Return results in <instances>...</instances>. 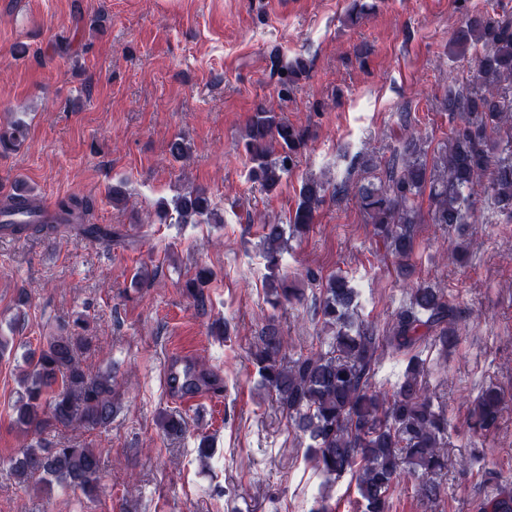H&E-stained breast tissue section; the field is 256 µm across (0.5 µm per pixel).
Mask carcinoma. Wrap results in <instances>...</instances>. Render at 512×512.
Instances as JSON below:
<instances>
[{
    "label": "carcinoma",
    "instance_id": "obj_1",
    "mask_svg": "<svg viewBox=\"0 0 512 512\" xmlns=\"http://www.w3.org/2000/svg\"><path fill=\"white\" fill-rule=\"evenodd\" d=\"M373 8L367 0H351L345 21L356 25ZM451 45L453 55H471L474 66L467 81L452 79L444 89L442 104L450 124L447 144L429 165L425 160L429 138L408 133L377 181L359 186L355 193L364 223L372 225L374 235L397 259V272L404 278L415 251L416 225L427 220L450 228L475 223L478 192L498 215L512 222V17L487 9L469 11ZM273 65L284 93L309 70L302 55L288 60L276 54ZM26 136L24 121L11 122L0 129V150L11 149ZM242 143L251 163L249 178L272 192L288 177L307 136L278 113L259 108L246 125ZM325 191V182L303 180L287 225H263L270 303L275 308L293 297L286 278L276 273L286 233L295 238L309 233ZM425 194L429 206L424 212L420 198ZM161 209L165 216L175 212L181 224H198L213 215L211 201L201 189L179 195ZM92 219V203L77 195L59 199L51 217L40 210L27 188H17L0 203V229H11L14 237L51 238L69 228L107 246L120 237L112 226ZM211 276V271L201 269L186 282L187 294L200 308L206 305L204 284ZM354 296L342 276L329 278L321 290L318 314L330 334L324 352L288 360L284 337L275 327H267L252 350L261 385L276 396L288 422L309 438L308 456L324 483L331 487L345 475L355 481L360 512H390V492L403 473L417 481L419 498L435 502L445 491L441 479L448 467L463 472L475 458L460 455L448 460V419L434 403L424 364L412 350L426 341L448 350L458 336L457 310L443 289L413 285L409 304L382 334L355 314ZM84 324V316H78L73 325L46 337L26 361L15 402V425L33 434L35 442L0 459V467L23 486L37 480L92 500L104 465L100 452L52 448L41 439L49 429L105 431L117 411L112 374L93 376L80 364V357L92 348V338L80 333ZM387 349L405 353L408 359L402 381L392 393L383 394L376 390L375 374ZM204 388L219 389L218 378L186 368L181 389L196 394ZM502 404L500 390L482 392L470 413L472 430L481 433L495 427ZM160 425L171 436L184 432L183 420L171 414L163 415Z\"/></svg>",
    "mask_w": 512,
    "mask_h": 512
}]
</instances>
